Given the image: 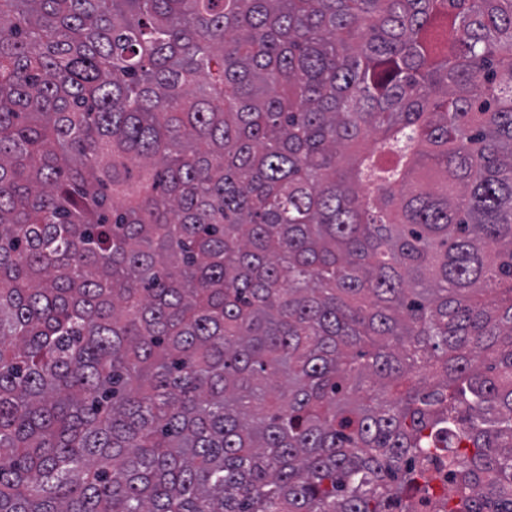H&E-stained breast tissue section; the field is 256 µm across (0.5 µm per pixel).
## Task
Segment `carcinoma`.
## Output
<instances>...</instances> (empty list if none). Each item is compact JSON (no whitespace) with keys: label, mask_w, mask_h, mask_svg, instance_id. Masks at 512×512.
<instances>
[{"label":"carcinoma","mask_w":512,"mask_h":512,"mask_svg":"<svg viewBox=\"0 0 512 512\" xmlns=\"http://www.w3.org/2000/svg\"><path fill=\"white\" fill-rule=\"evenodd\" d=\"M432 499L512 512V0H0V512Z\"/></svg>","instance_id":"1"}]
</instances>
